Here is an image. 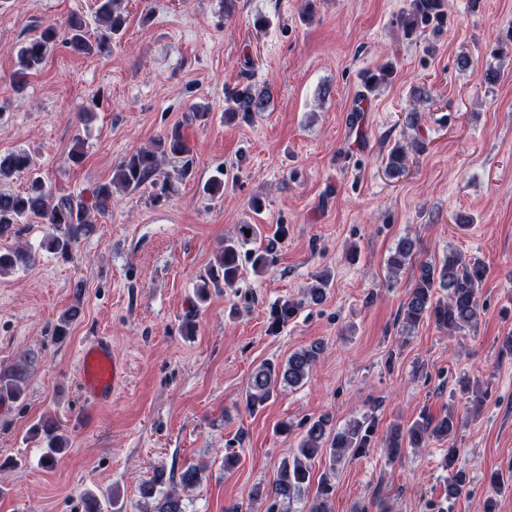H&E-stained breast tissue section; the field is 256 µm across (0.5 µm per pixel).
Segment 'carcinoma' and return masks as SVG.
Wrapping results in <instances>:
<instances>
[{
  "label": "carcinoma",
  "instance_id": "carcinoma-1",
  "mask_svg": "<svg viewBox=\"0 0 512 512\" xmlns=\"http://www.w3.org/2000/svg\"><path fill=\"white\" fill-rule=\"evenodd\" d=\"M95 20L98 24L96 35L88 37L87 23L83 15L73 12L65 23L64 30L55 25L44 27L38 34L25 40L17 50L19 69L15 72L18 81L31 71L38 69L46 57L53 51L57 41L78 55H93L106 50L112 39L123 34L127 16L121 8V0H97ZM448 0H405L397 23L405 37L415 39L431 31L440 32L448 22ZM394 69L390 64L365 74L359 100L364 101L382 85L390 82ZM265 106V95L258 91L251 81L239 82L224 88V122L247 121L255 112ZM421 116L413 110L407 113L406 126L414 135L403 142L395 143L387 154L386 170L393 175L403 174L410 162L411 155L424 150L426 140L420 132ZM162 158L179 159L181 177L191 175L193 156L178 130L125 156L114 168L112 178L96 184L89 198L72 195H57L39 176L33 156L20 149L0 154V180L9 178L17 172H27L31 176L28 191L23 194L0 192V237L16 233V226L29 216L43 220L51 229L44 242V248L64 259L72 256L75 244L94 230L93 215L105 214L111 207L113 188H136L144 183L158 187L156 197L166 195L170 183L160 178L159 161ZM203 193L210 199L224 194V172H219L203 185ZM251 236H246V231ZM262 237L257 224H241L236 236L224 240L214 264L200 276L196 285V297L204 302L209 291L220 285L234 287L238 282L242 268V258H247L253 271L261 274L268 270L273 243L255 246ZM253 248H247V245ZM415 251V240L403 238L398 243L395 254L389 260V267L397 271L404 260ZM35 261L34 254L28 248L17 247L7 252L0 251V275L18 267H28ZM486 277V267L478 260L466 259L461 253L450 250L440 260H425L416 264L412 286L404 302L401 315L407 328L418 325L425 319H431L448 334L462 332L477 324L481 303L479 290ZM80 315V307L67 309L55 327L56 334L66 336L72 324ZM322 345L314 343L296 350L281 362L267 361L254 370L245 390V404L248 410H260L268 400L282 387L295 388L308 376L320 358ZM28 376V364L20 363L10 372H0V401H17L24 396ZM458 422L454 415L448 414L437 420L423 416L409 424H395L388 436L386 448L389 455L400 454L404 445L422 448L432 440L447 438L457 430ZM37 436L44 437L47 448L42 455V465L51 467L57 456L66 448V441L58 433V423L46 419L34 427ZM373 425L354 421L343 430L335 429L332 417L323 414L308 424L293 458L285 460L279 466L271 484L274 503L291 505L303 501L310 485V462L319 458L328 462L330 469L336 468L347 451L360 452L370 447ZM201 468L190 464L179 474V483L174 478H164V470H158L153 477L142 482L139 493L144 499H153L156 504L153 512H186L183 498L176 486L193 489L201 483ZM331 494V484L327 475L321 476V482L309 512H328L327 502ZM85 512H121L119 497L110 494L98 500L90 492L83 494Z\"/></svg>",
  "mask_w": 512,
  "mask_h": 512
}]
</instances>
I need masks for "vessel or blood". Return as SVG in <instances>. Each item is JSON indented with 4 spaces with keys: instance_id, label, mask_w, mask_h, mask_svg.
<instances>
[{
    "instance_id": "b4317fda",
    "label": "vessel or blood",
    "mask_w": 512,
    "mask_h": 512,
    "mask_svg": "<svg viewBox=\"0 0 512 512\" xmlns=\"http://www.w3.org/2000/svg\"><path fill=\"white\" fill-rule=\"evenodd\" d=\"M126 373L123 362L112 353L111 343L99 338L85 344L79 354V374L86 398L95 405L111 402L112 393Z\"/></svg>"
}]
</instances>
